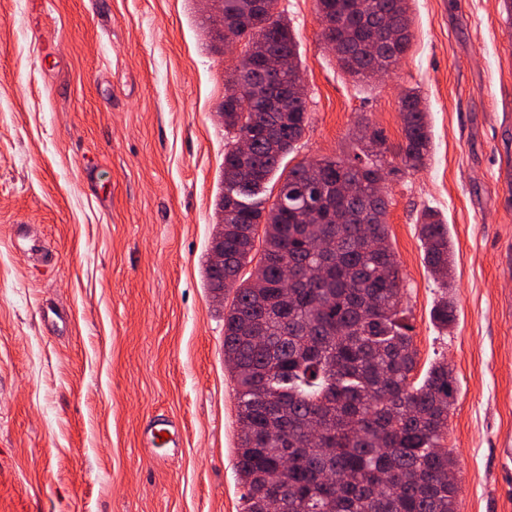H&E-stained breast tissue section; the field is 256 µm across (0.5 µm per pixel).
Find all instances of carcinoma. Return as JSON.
Listing matches in <instances>:
<instances>
[{
  "label": "carcinoma",
  "instance_id": "1",
  "mask_svg": "<svg viewBox=\"0 0 512 512\" xmlns=\"http://www.w3.org/2000/svg\"><path fill=\"white\" fill-rule=\"evenodd\" d=\"M277 2L213 0L203 18L220 39L223 25L244 37L251 52L224 94V271L205 265L210 291L235 289L224 312V361L236 383L244 512H268L275 495L283 512H457L459 487L448 474L458 459L447 445L456 378L437 360L414 380L417 351L383 190L388 177L426 164L428 112L418 90H405L398 146L374 128L344 158L300 162L265 209L261 195L309 121L306 88L295 81L297 43ZM316 8L337 64L360 80L411 47L408 0H316ZM269 55L288 58V69H265ZM243 134L251 142L244 158L235 148ZM416 223L428 270L451 287L448 225L430 208ZM261 225L259 265L245 278ZM319 240L329 241L328 252L317 250ZM323 259L326 278L297 284L283 275ZM432 318L440 329L455 322L448 293ZM322 470L331 483L318 481Z\"/></svg>",
  "mask_w": 512,
  "mask_h": 512
}]
</instances>
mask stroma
<instances>
[{
  "label": "stroma",
  "instance_id": "1",
  "mask_svg": "<svg viewBox=\"0 0 512 512\" xmlns=\"http://www.w3.org/2000/svg\"><path fill=\"white\" fill-rule=\"evenodd\" d=\"M309 123L283 161L352 150L361 124L403 139L419 88L432 152L389 181L416 378L448 361L458 512H512V24L503 0H409L413 44L358 80L315 0H279ZM201 0H0V512H243L224 307L204 265L224 190L218 114L240 54ZM448 225L451 328L416 217ZM61 310L63 329L41 312ZM157 415L182 443L151 457Z\"/></svg>",
  "mask_w": 512,
  "mask_h": 512
}]
</instances>
